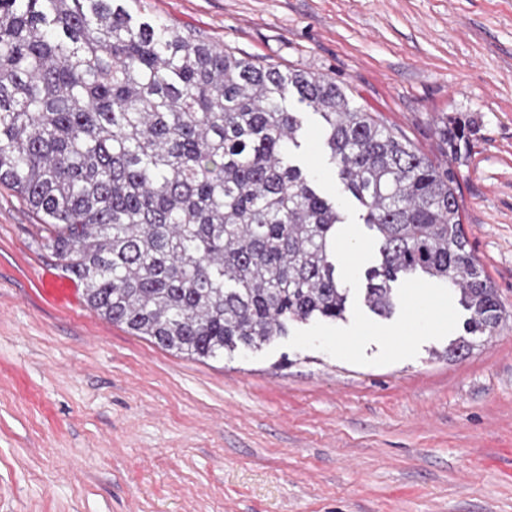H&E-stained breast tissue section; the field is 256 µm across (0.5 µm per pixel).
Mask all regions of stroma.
I'll list each match as a JSON object with an SVG mask.
<instances>
[{"label": "stroma", "mask_w": 512, "mask_h": 512, "mask_svg": "<svg viewBox=\"0 0 512 512\" xmlns=\"http://www.w3.org/2000/svg\"><path fill=\"white\" fill-rule=\"evenodd\" d=\"M335 80L452 165L502 322L358 366L284 338L199 361L98 316L0 185V512H512V0H124ZM468 146L445 154V118Z\"/></svg>", "instance_id": "1"}]
</instances>
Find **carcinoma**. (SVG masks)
Masks as SVG:
<instances>
[{"label":"carcinoma","mask_w":512,"mask_h":512,"mask_svg":"<svg viewBox=\"0 0 512 512\" xmlns=\"http://www.w3.org/2000/svg\"><path fill=\"white\" fill-rule=\"evenodd\" d=\"M295 94L323 120L337 189L363 207L381 260L363 304L379 317L392 283L441 280L470 312L448 354L502 319L462 225L457 174L354 105L336 81L283 72L116 0H0V185L44 216L39 230L88 306L196 359L248 351L292 322L345 319L332 241L346 223L286 151ZM461 156L464 130L440 128Z\"/></svg>","instance_id":"1"}]
</instances>
